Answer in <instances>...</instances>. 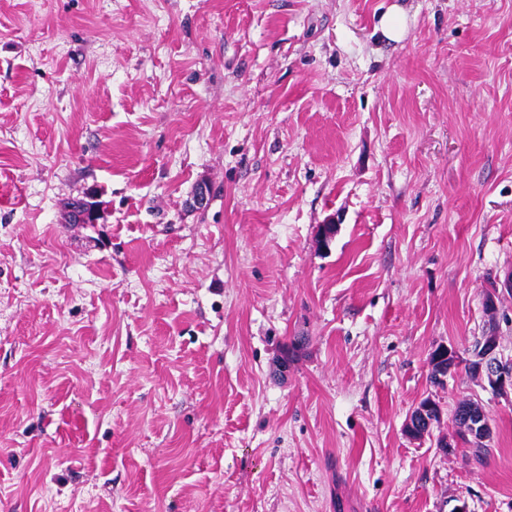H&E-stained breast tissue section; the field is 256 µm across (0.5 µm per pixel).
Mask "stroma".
Wrapping results in <instances>:
<instances>
[{"label": "stroma", "instance_id": "35a3bbf8", "mask_svg": "<svg viewBox=\"0 0 512 512\" xmlns=\"http://www.w3.org/2000/svg\"><path fill=\"white\" fill-rule=\"evenodd\" d=\"M511 271L512 0H0V512H512ZM468 369H474L481 378L485 389L496 394L512 391V363L506 362L498 351L496 341L490 340L480 345L466 362ZM457 352L452 347L442 346L433 356V362L430 369H435L438 379L445 382L448 373L453 371L459 362ZM430 382L433 385H443L433 374L430 373ZM441 409L434 400L430 399L427 403L412 410L406 423L405 431L413 438H421L426 436L427 430L431 428L435 422V417H440ZM424 424L426 430H424Z\"/></svg>", "mask_w": 512, "mask_h": 512}]
</instances>
